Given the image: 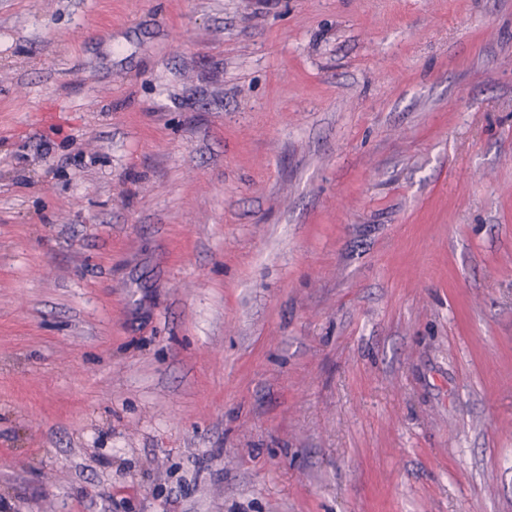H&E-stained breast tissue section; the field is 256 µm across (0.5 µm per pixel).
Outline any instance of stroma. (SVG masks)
Wrapping results in <instances>:
<instances>
[{
    "instance_id": "obj_1",
    "label": "stroma",
    "mask_w": 512,
    "mask_h": 512,
    "mask_svg": "<svg viewBox=\"0 0 512 512\" xmlns=\"http://www.w3.org/2000/svg\"><path fill=\"white\" fill-rule=\"evenodd\" d=\"M0 512H512V0H0Z\"/></svg>"
}]
</instances>
